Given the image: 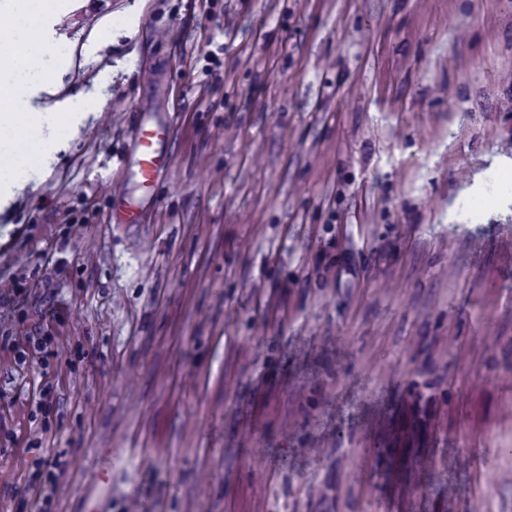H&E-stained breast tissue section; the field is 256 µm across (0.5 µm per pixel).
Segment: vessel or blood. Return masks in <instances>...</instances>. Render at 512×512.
Listing matches in <instances>:
<instances>
[{"instance_id": "obj_1", "label": "vessel or blood", "mask_w": 512, "mask_h": 512, "mask_svg": "<svg viewBox=\"0 0 512 512\" xmlns=\"http://www.w3.org/2000/svg\"><path fill=\"white\" fill-rule=\"evenodd\" d=\"M169 125L142 122L136 132L135 146L126 165L146 190H153L158 174L168 165L165 146L170 137Z\"/></svg>"}]
</instances>
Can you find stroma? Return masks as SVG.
Masks as SVG:
<instances>
[{"label": "stroma", "mask_w": 512, "mask_h": 512, "mask_svg": "<svg viewBox=\"0 0 512 512\" xmlns=\"http://www.w3.org/2000/svg\"><path fill=\"white\" fill-rule=\"evenodd\" d=\"M69 51L90 117L0 215V512L37 445L51 512H512V0H77ZM171 129L167 124L143 121L136 132L135 146L126 166L147 192L153 191L158 174L169 164L165 146ZM62 469V465L57 457L40 456L35 460V471L30 480L34 490H39V495L41 496L45 491V486L38 481L44 478V480L47 479L53 483V478L56 477L55 471H61Z\"/></svg>", "instance_id": "1"}]
</instances>
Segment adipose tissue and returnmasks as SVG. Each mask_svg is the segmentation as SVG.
Listing matches in <instances>:
<instances>
[{
    "label": "adipose tissue",
    "mask_w": 512,
    "mask_h": 512,
    "mask_svg": "<svg viewBox=\"0 0 512 512\" xmlns=\"http://www.w3.org/2000/svg\"><path fill=\"white\" fill-rule=\"evenodd\" d=\"M73 5L74 0H57L46 9L36 0H0V15L10 18L0 26V152L16 143L28 146L13 164L0 167V214L14 209L28 184L20 173L27 158H35L40 171H52L68 134L88 118L85 96L57 98L72 55H45L58 17Z\"/></svg>",
    "instance_id": "adipose-tissue-1"
}]
</instances>
